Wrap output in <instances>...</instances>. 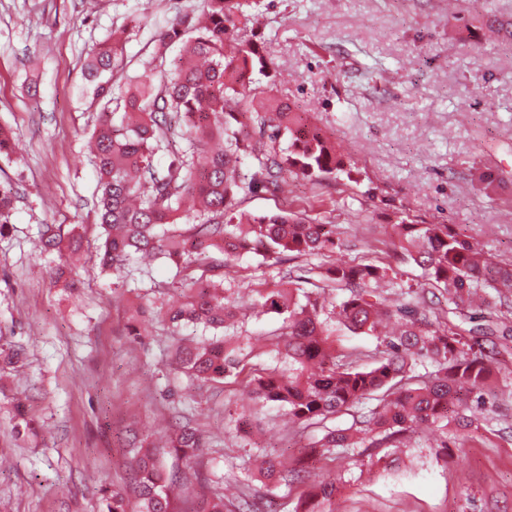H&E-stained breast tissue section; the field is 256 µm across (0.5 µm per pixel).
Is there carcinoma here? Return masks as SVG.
<instances>
[{"label": "carcinoma", "instance_id": "obj_1", "mask_svg": "<svg viewBox=\"0 0 512 512\" xmlns=\"http://www.w3.org/2000/svg\"><path fill=\"white\" fill-rule=\"evenodd\" d=\"M251 0H201L197 15L174 23L158 54L183 43L168 68L116 77L119 43L92 49L82 72L99 106L90 134L98 172L97 224L100 266L121 272L139 259H164L182 285L176 308H140L129 335L148 332L153 314L172 327L191 326L201 336L176 347L174 369L204 384H237L257 403L275 405L309 435L313 446L298 466L285 470L267 455L261 477L271 485H299L294 507L283 512H336L338 479L304 482L307 468L326 469L338 454L358 448H399L414 426L430 422L458 447L471 441L473 404L512 386L495 349L479 337H512V260L495 259L447 224H417L399 216L379 253L393 245L422 270L408 284L375 258L338 263L342 226L299 216L284 206L247 214L237 207L259 191L281 194L284 174L319 182H358L357 163L336 151L321 129L274 95L270 62L252 42L237 41ZM178 138L184 147L168 164L155 156ZM214 140L218 151L208 149ZM258 169L242 176L241 160ZM13 192L0 189V238L8 234ZM45 254L70 258L82 247L79 233L53 224L40 231ZM253 253L277 265L284 256L311 259L290 287L251 289V307L281 319L268 337L280 366L252 362L250 337L226 333L237 322L239 302L224 288L240 257ZM317 262H312V259ZM494 315L476 323L475 300ZM373 336L374 351L337 346L336 330ZM347 414L352 422L331 421ZM168 454L184 470H168L165 454L147 438L134 448L137 502L118 488L101 489L99 512H227L224 473H201L206 439L184 420L172 428ZM195 479L193 507L178 508L177 484Z\"/></svg>", "mask_w": 512, "mask_h": 512}]
</instances>
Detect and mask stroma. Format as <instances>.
<instances>
[{
	"mask_svg": "<svg viewBox=\"0 0 512 512\" xmlns=\"http://www.w3.org/2000/svg\"><path fill=\"white\" fill-rule=\"evenodd\" d=\"M200 0H0V125L13 134L0 157V182L16 194L9 233L0 238V351L24 355L0 370V512H98L105 486L131 489L133 434L161 435L173 410L205 433L229 497L263 498L277 512L283 490L265 492L258 472L275 453L296 462L307 438L278 408L257 407L231 384H198L175 374L176 340L163 319L129 336V316L151 286L176 302L169 265L120 278L102 272L95 222L97 175L86 142L96 123L81 62L122 38L119 74L139 73L159 40ZM258 25L239 31L273 62L274 93L290 102L354 159L359 182L316 184L289 177L287 196L260 192L254 213L290 202L293 210L342 225L340 261L397 216L447 224L503 259H512V36L488 41L485 0H256ZM462 21H455V14ZM392 80L373 87L369 75ZM499 177L481 190L480 172ZM78 230L84 257L78 284L53 274L55 256L36 247L43 225ZM26 404L35 433L14 440L12 401ZM484 429L463 448H442L427 431L405 447L369 458L337 456L336 512H512V408L487 398Z\"/></svg>",
	"mask_w": 512,
	"mask_h": 512,
	"instance_id": "35a3bbf8",
	"label": "stroma"
}]
</instances>
